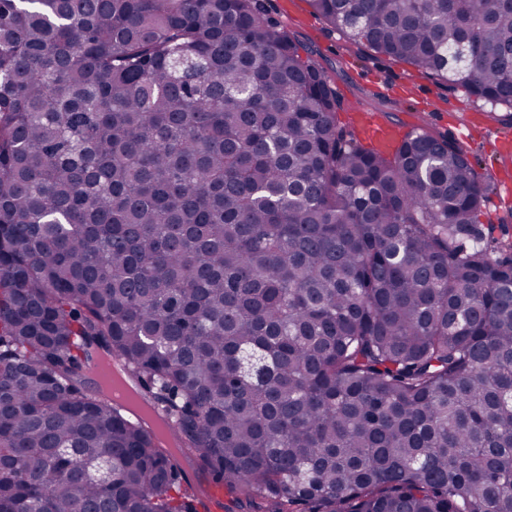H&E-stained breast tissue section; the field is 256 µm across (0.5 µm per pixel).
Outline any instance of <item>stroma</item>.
I'll return each mask as SVG.
<instances>
[{"instance_id": "stroma-1", "label": "stroma", "mask_w": 512, "mask_h": 512, "mask_svg": "<svg viewBox=\"0 0 512 512\" xmlns=\"http://www.w3.org/2000/svg\"><path fill=\"white\" fill-rule=\"evenodd\" d=\"M261 9L297 42L330 77L343 101L367 105L384 123L408 130L422 123L437 134L463 139L469 157L489 190L481 222L496 224V234L512 239V218L503 182H512V163L496 148L512 133V109L492 106L465 89L437 83L407 64L375 54L313 13L308 0H260Z\"/></svg>"}]
</instances>
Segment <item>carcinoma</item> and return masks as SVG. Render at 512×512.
<instances>
[{
	"mask_svg": "<svg viewBox=\"0 0 512 512\" xmlns=\"http://www.w3.org/2000/svg\"><path fill=\"white\" fill-rule=\"evenodd\" d=\"M512 108L506 0H309ZM258 0H0V512H512V242L465 146L364 143ZM206 512H264V502L259 499L249 501L243 496L240 499H231L225 491L213 486L211 492L202 497ZM224 502V511H223Z\"/></svg>",
	"mask_w": 512,
	"mask_h": 512,
	"instance_id": "1",
	"label": "carcinoma"
}]
</instances>
